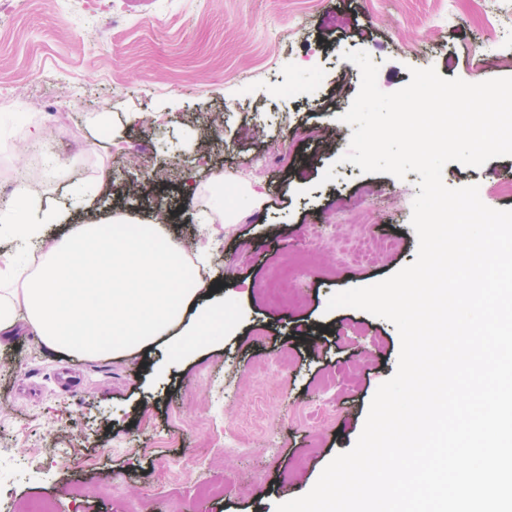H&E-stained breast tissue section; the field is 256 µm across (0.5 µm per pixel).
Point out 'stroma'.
<instances>
[{
    "label": "stroma",
    "mask_w": 512,
    "mask_h": 512,
    "mask_svg": "<svg viewBox=\"0 0 512 512\" xmlns=\"http://www.w3.org/2000/svg\"><path fill=\"white\" fill-rule=\"evenodd\" d=\"M115 14L121 23L94 39L97 20ZM348 50L368 52L388 93L413 67L467 82L512 77V0H19L0 9V76L23 94L0 101V185L17 182V144L64 105L58 163L29 180L48 204L108 168L118 211L144 218L168 208L167 231L180 244L205 233L202 211L243 214L198 260L204 282L224 289L206 298L223 307L224 333L187 355L59 352L27 327L0 338V458L13 467L14 512L34 497L56 512H275L354 445L401 340L392 322L327 302L414 261L419 176L341 162L352 133L341 116L361 84ZM318 62L325 71L314 89ZM278 80L309 94L274 96ZM133 112L162 118L132 124ZM108 131L143 148L142 166L115 168ZM149 168L166 173L163 186L148 185ZM218 174L220 188L185 193ZM249 178L266 194L258 211L242 191ZM442 178L451 188L478 184L485 205L512 209L494 192L512 182V157L478 168L451 162ZM360 206L372 211V234L398 249L353 265L312 249L314 225L348 234L343 213ZM296 255L306 258L301 302L273 304L267 283ZM279 360L286 367L277 371ZM70 363L77 374L66 386L58 373ZM216 416L241 427L245 454L214 448ZM190 457L205 459L203 476L180 474ZM200 478L221 492L200 496Z\"/></svg>",
    "instance_id": "stroma-1"
}]
</instances>
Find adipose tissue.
<instances>
[{
  "mask_svg": "<svg viewBox=\"0 0 512 512\" xmlns=\"http://www.w3.org/2000/svg\"><path fill=\"white\" fill-rule=\"evenodd\" d=\"M110 182L102 174L94 190H77L72 206L44 208L25 186L16 194L24 201V220L0 214V238L14 242L0 255V334L21 322L49 346L83 355L104 349L115 352L135 346L151 350L165 340L171 356L182 357L199 341L224 333V312L200 305L210 285L187 284L182 274V248L168 236V211L151 215L150 229L133 230L136 218L106 229L85 224L65 237L51 228L70 223L75 210L87 208ZM187 313L181 331H174L176 312Z\"/></svg>",
  "mask_w": 512,
  "mask_h": 512,
  "instance_id": "adipose-tissue-1",
  "label": "adipose tissue"
}]
</instances>
